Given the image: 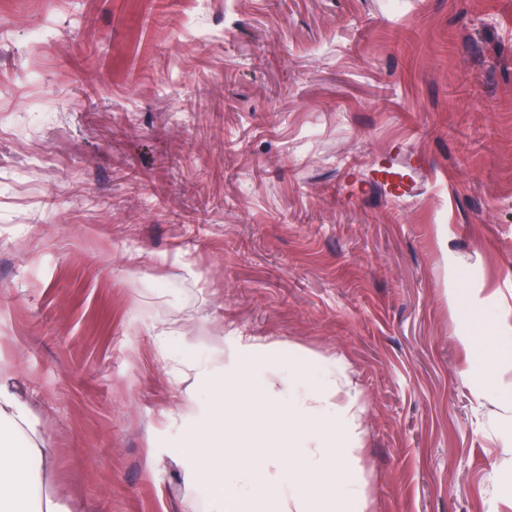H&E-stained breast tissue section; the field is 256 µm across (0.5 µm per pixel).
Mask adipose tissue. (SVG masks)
I'll return each instance as SVG.
<instances>
[{
  "label": "adipose tissue",
  "instance_id": "adipose-tissue-1",
  "mask_svg": "<svg viewBox=\"0 0 512 512\" xmlns=\"http://www.w3.org/2000/svg\"><path fill=\"white\" fill-rule=\"evenodd\" d=\"M461 341L476 397L500 409L504 446L497 481L512 503V327L477 309ZM190 368L205 382L209 412L193 448L200 483L224 495V512H366L356 476L359 412L342 379L292 350L232 341L224 376ZM34 396L0 376V512H69L51 489V451L33 410Z\"/></svg>",
  "mask_w": 512,
  "mask_h": 512
}]
</instances>
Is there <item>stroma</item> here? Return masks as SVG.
<instances>
[{"instance_id": "35a3bbf8", "label": "stroma", "mask_w": 512, "mask_h": 512, "mask_svg": "<svg viewBox=\"0 0 512 512\" xmlns=\"http://www.w3.org/2000/svg\"><path fill=\"white\" fill-rule=\"evenodd\" d=\"M512 302V0H0V372L73 512H222L188 360H341L367 512H512L460 338Z\"/></svg>"}]
</instances>
